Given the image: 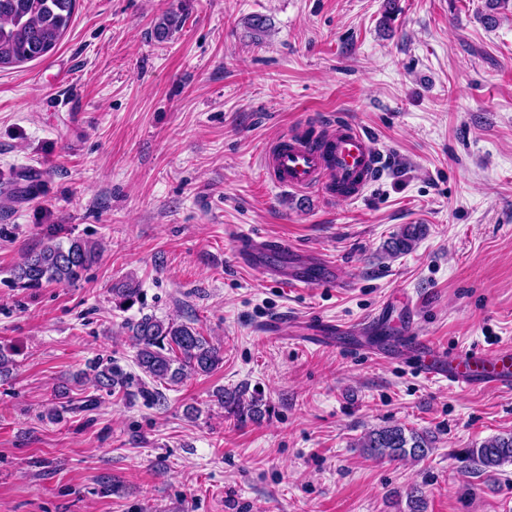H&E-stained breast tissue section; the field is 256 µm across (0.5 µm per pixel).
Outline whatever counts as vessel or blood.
I'll list each match as a JSON object with an SVG mask.
<instances>
[{
    "mask_svg": "<svg viewBox=\"0 0 512 512\" xmlns=\"http://www.w3.org/2000/svg\"><path fill=\"white\" fill-rule=\"evenodd\" d=\"M382 158L368 134L352 122L336 123L329 149L314 145H300L284 139L265 152L262 166L277 183L292 189L319 188L339 200L355 199L377 180ZM238 257L242 262L263 264L279 251V242L262 238L255 233L241 231L237 239ZM321 259L302 256L299 269L281 266L275 268V277L291 289L315 285V274L323 270ZM419 306L407 303L405 310L394 311L392 301H385L356 329L361 340L359 349H366L363 337L374 328L388 325L396 328L412 323ZM386 346L394 359L419 355L416 366L419 375L428 380H445L464 391H512V349L447 351L439 344L417 339L407 341L399 336L387 340Z\"/></svg>",
    "mask_w": 512,
    "mask_h": 512,
    "instance_id": "1",
    "label": "vessel or blood"
}]
</instances>
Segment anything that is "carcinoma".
<instances>
[{
	"label": "carcinoma",
	"instance_id": "carcinoma-1",
	"mask_svg": "<svg viewBox=\"0 0 512 512\" xmlns=\"http://www.w3.org/2000/svg\"><path fill=\"white\" fill-rule=\"evenodd\" d=\"M76 0H0V70L41 60L53 53L72 21ZM181 24L174 13L161 17L155 34L167 39ZM422 235L419 224L405 225L390 241L392 255L412 250ZM102 256L97 241L74 238L63 244L49 240L25 254L14 268V278L23 288H41L46 284H69L80 280ZM142 289L128 279L112 287V302L119 309H130L140 301ZM131 341L136 348V364L152 382L177 384L189 373L209 374L224 360L221 349L186 322L159 319L145 314L128 323ZM93 385L99 390L119 391L130 397L138 394L159 403L164 396L150 391L141 379L124 371L112 361L92 367ZM217 402L241 423L262 417V400L244 398L239 389H220ZM372 458L421 460L432 448L425 432L385 426L367 432L356 444ZM470 467L491 472L512 462V434L483 441L466 451Z\"/></svg>",
	"mask_w": 512,
	"mask_h": 512
}]
</instances>
